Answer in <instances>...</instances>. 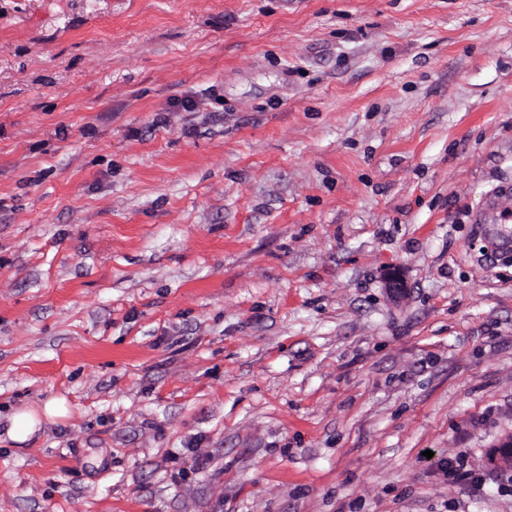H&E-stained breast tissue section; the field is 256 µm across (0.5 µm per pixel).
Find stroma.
<instances>
[{
  "label": "stroma",
  "mask_w": 512,
  "mask_h": 512,
  "mask_svg": "<svg viewBox=\"0 0 512 512\" xmlns=\"http://www.w3.org/2000/svg\"><path fill=\"white\" fill-rule=\"evenodd\" d=\"M511 433L512 0H0V512H512ZM7 436L17 442L26 441L38 429L40 420L33 412L21 411L8 419Z\"/></svg>",
  "instance_id": "obj_1"
}]
</instances>
